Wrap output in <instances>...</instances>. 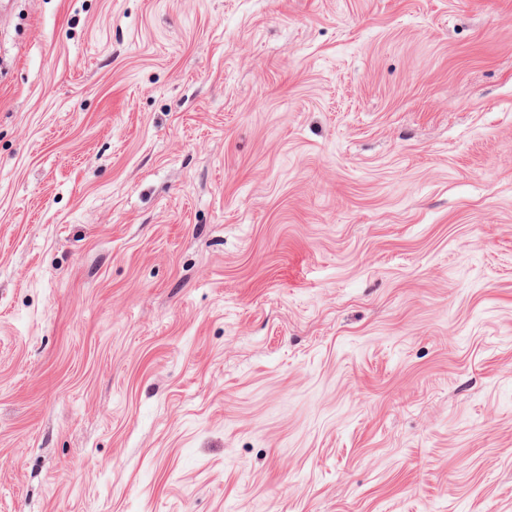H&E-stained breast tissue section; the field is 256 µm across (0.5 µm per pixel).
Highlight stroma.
<instances>
[{
    "label": "stroma",
    "mask_w": 512,
    "mask_h": 512,
    "mask_svg": "<svg viewBox=\"0 0 512 512\" xmlns=\"http://www.w3.org/2000/svg\"><path fill=\"white\" fill-rule=\"evenodd\" d=\"M0 512H512V0H0Z\"/></svg>",
    "instance_id": "obj_1"
}]
</instances>
